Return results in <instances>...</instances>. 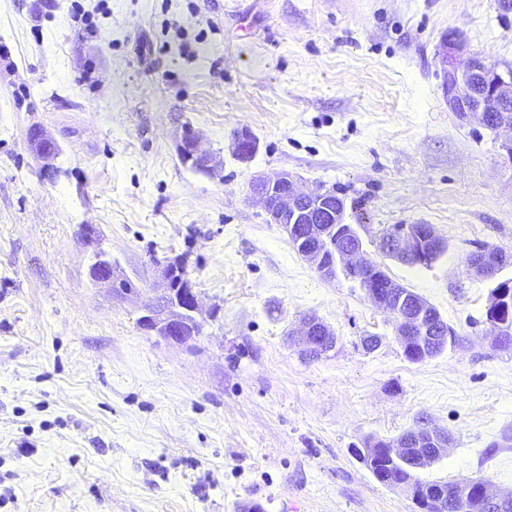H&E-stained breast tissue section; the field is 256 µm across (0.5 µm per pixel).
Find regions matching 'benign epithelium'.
Instances as JSON below:
<instances>
[{
    "label": "benign epithelium",
    "instance_id": "1",
    "mask_svg": "<svg viewBox=\"0 0 512 512\" xmlns=\"http://www.w3.org/2000/svg\"><path fill=\"white\" fill-rule=\"evenodd\" d=\"M446 65L442 71L443 97L448 108L465 123L475 122L500 136L499 157L503 164L512 167V66H502L490 59L473 54L463 68H458L454 57L462 49L455 33L448 34L445 42ZM31 150L42 161L47 172L58 173L55 161L60 152L57 142L44 130L34 128L28 134ZM259 151L258 139L247 129H240L232 137V154L242 163L250 162ZM179 156L183 164L193 169L213 173L218 162L203 149L197 135L188 131L181 140ZM253 199L261 204L267 223L279 225L299 256L311 262L324 277L334 278L339 271L352 273L363 280L367 297L390 317L394 335L401 346L412 340L424 344L433 340L434 315L429 305L420 301L404 306L405 295L396 292L398 284L389 282V293H381L371 284L374 273L381 266L364 258V242L355 225L346 222L345 201L336 189L319 186L303 191L287 173L274 177H257L250 183ZM88 244L94 246L89 275L96 283L109 287L114 298L124 300L138 295L129 279L115 275L112 257L99 247V232L95 225H82ZM443 239L431 224H398L391 226L378 238L377 247L385 256L398 262L409 258L424 259L437 252ZM499 258L490 250L474 251L468 256L471 273L480 281H494L485 310L486 323L490 326L488 337L495 344L512 334V281L498 280ZM157 279L161 288L143 305L139 318L142 329L153 332L165 341L186 345L202 334L199 293L183 261L167 262L157 266ZM296 335L307 356H322L336 347L332 330L320 325L315 317L305 319ZM448 436L427 425L417 431L415 446L403 440L376 442L359 450L362 461L373 463L378 456L392 462L404 460L415 449L427 448L431 453L444 455ZM415 502L418 512H448V493L438 488L428 495L418 492L411 483L400 481ZM465 500L473 497L485 504L488 512H496L505 503L493 485H468L456 491Z\"/></svg>",
    "mask_w": 512,
    "mask_h": 512
}]
</instances>
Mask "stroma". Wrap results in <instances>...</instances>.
<instances>
[{
    "label": "stroma",
    "instance_id": "stroma-1",
    "mask_svg": "<svg viewBox=\"0 0 512 512\" xmlns=\"http://www.w3.org/2000/svg\"><path fill=\"white\" fill-rule=\"evenodd\" d=\"M448 32L512 65L497 0H0V512H415L354 451L420 416L452 437L421 479L512 494V349L487 338L490 286L466 265L482 244L512 254V168L443 100ZM188 127L222 170L181 162ZM240 128L260 143L247 165ZM280 172L336 188L368 259L454 344L409 361L356 282L301 258L250 196ZM85 224L140 295L93 283ZM393 224L448 249L383 257ZM165 257L219 310L184 346L138 323ZM309 315L336 336L316 360L288 336ZM28 142L33 153L42 161L45 171L51 173L60 172V169L55 164L60 155L59 146L50 135L42 129L34 128L28 134ZM259 151L258 139L247 129H240L232 137V154L242 163L250 162Z\"/></svg>",
    "mask_w": 512,
    "mask_h": 512
}]
</instances>
